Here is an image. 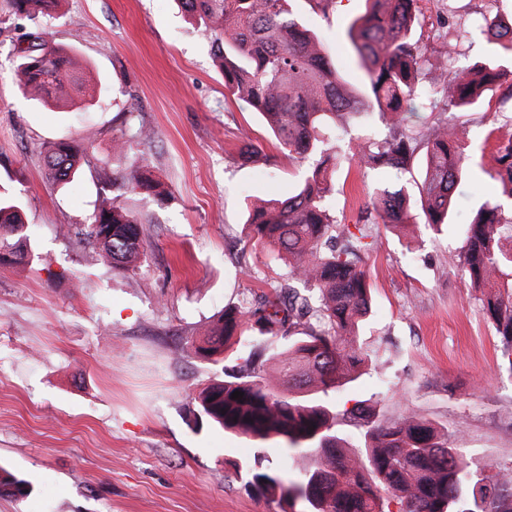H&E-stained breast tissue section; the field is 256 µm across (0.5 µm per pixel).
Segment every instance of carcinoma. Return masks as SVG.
<instances>
[{"mask_svg":"<svg viewBox=\"0 0 512 512\" xmlns=\"http://www.w3.org/2000/svg\"><path fill=\"white\" fill-rule=\"evenodd\" d=\"M182 11L214 35L224 87L248 108L264 115L280 149L294 159H313L308 174L288 197L250 206L247 242L260 244L288 266V287L246 311L228 308L202 339L188 344L204 360L218 362L239 342L244 328L255 340L277 338L285 346L271 356L270 370L246 364L243 373L216 381L198 394L200 416L226 432L261 444L254 455L249 484L279 497L293 509V491L307 487L309 512H386L390 498L402 512H512V474L471 469L459 449L432 422L406 416L383 423L363 416L364 453L350 454L340 444L337 425L347 412L328 393L351 382L371 362L357 331L370 314L371 284L364 261L379 227H408L411 204L403 176L416 155L423 156L418 205L425 223L448 226L453 198L468 170L467 146L458 126L446 118L421 119L425 63L411 31L417 0H367L366 13L354 20L348 37L366 74L363 89H351L318 35L293 10L291 0H178ZM59 0H10L19 15L50 14ZM483 31L512 50V21L485 18ZM13 71L16 89L57 105L89 97L70 49L50 43L41 33ZM505 73L490 64H455V51L435 73L448 110L476 105ZM388 118L389 136L361 132L343 142L344 126H362L372 113ZM145 126L112 139L113 149L128 153L150 140ZM94 141L84 132L61 139L45 154L57 183H66ZM359 169L381 175L363 208V222L344 224L327 205L335 160L340 154ZM498 178L512 199V138L497 145ZM138 162L120 188L151 191L153 180ZM74 234L100 252L114 270L137 266L149 233L121 195L103 199L91 222ZM27 226L20 207L0 191V265L28 258ZM470 287L492 320L504 365L512 373V214L489 198L467 225L462 252ZM240 391L243 396L232 398ZM293 461L292 475L266 466L269 449ZM30 482L0 472V494L23 496Z\"/></svg>","mask_w":512,"mask_h":512,"instance_id":"obj_1","label":"carcinoma"}]
</instances>
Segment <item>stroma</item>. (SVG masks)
I'll use <instances>...</instances> for the list:
<instances>
[{"instance_id":"1","label":"stroma","mask_w":512,"mask_h":512,"mask_svg":"<svg viewBox=\"0 0 512 512\" xmlns=\"http://www.w3.org/2000/svg\"><path fill=\"white\" fill-rule=\"evenodd\" d=\"M413 38L425 66L492 60L508 75L464 112L449 113L467 137L470 174L452 225L381 232L367 259L372 312L360 332L373 365L340 387L393 422L408 413L448 434L471 466L512 472V373L461 264L463 230L486 198L502 197L496 138L512 136V52L490 42L483 16L512 14V0H418ZM293 8L322 39L355 89L365 73L347 36L365 0H314ZM73 49L100 92L94 101L48 105L12 84L30 33ZM153 136L142 150L162 193L124 202L151 244L139 265L112 271L60 227L89 223L134 154L112 150L126 124ZM93 129L75 178L57 184L45 145ZM253 145L249 158L241 149ZM305 163L276 145L264 118L224 86L210 35L175 0H63L32 21L0 0V185L24 205L33 255L0 267V466L29 479L24 497L0 495V512H282L249 484L257 444L196 422V394L240 370L244 335L223 361L185 348L224 307L247 308L287 278L259 246L244 245L249 204L286 197ZM341 162L329 206L357 223L377 182Z\"/></svg>"}]
</instances>
